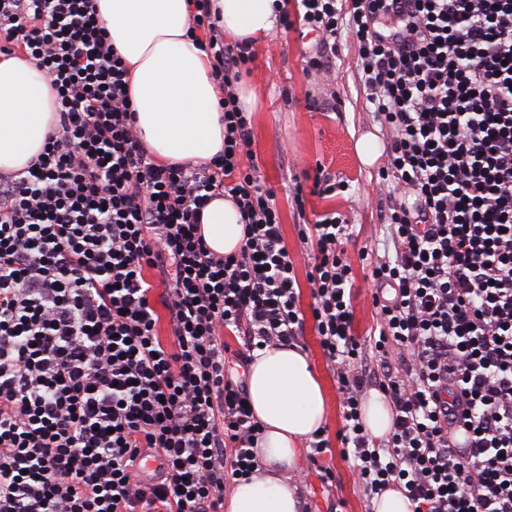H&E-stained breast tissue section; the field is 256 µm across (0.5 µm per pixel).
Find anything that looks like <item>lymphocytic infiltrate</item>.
I'll return each mask as SVG.
<instances>
[{
	"label": "lymphocytic infiltrate",
	"mask_w": 512,
	"mask_h": 512,
	"mask_svg": "<svg viewBox=\"0 0 512 512\" xmlns=\"http://www.w3.org/2000/svg\"><path fill=\"white\" fill-rule=\"evenodd\" d=\"M338 1L299 0L300 19L322 45L356 42L391 187L368 343L352 333L351 225L327 213L298 229L344 457L370 499L392 488L413 512H512V0ZM191 2L224 152L161 164L94 0H0V54L22 51L55 92L43 151L0 172V512H224L227 481L258 465L223 335L248 356L292 347L304 316L275 194L245 160L250 50L225 44L211 0ZM219 196L244 222L234 254L198 232ZM370 389L393 413L380 439L362 419ZM461 418L466 451L448 440ZM143 452L167 459L149 483Z\"/></svg>",
	"instance_id": "1"
}]
</instances>
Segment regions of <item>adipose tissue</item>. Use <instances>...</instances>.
<instances>
[{"label": "adipose tissue", "instance_id": "obj_1", "mask_svg": "<svg viewBox=\"0 0 512 512\" xmlns=\"http://www.w3.org/2000/svg\"><path fill=\"white\" fill-rule=\"evenodd\" d=\"M98 15L130 69L137 128L158 162L206 161L224 150L219 90L206 55L187 37L189 0H95ZM286 0H212L232 41L270 35ZM54 127V97L45 73L22 55L0 60V169L21 170L44 148ZM208 247L239 249L243 225L230 199H212L202 211ZM247 397L263 437L259 465L237 482L225 512H302L288 472L299 448L327 423L325 390L299 347L256 351L248 366Z\"/></svg>", "mask_w": 512, "mask_h": 512}]
</instances>
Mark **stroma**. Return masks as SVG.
Returning a JSON list of instances; mask_svg holds the SVG:
<instances>
[{"instance_id":"stroma-1","label":"stroma","mask_w":512,"mask_h":512,"mask_svg":"<svg viewBox=\"0 0 512 512\" xmlns=\"http://www.w3.org/2000/svg\"><path fill=\"white\" fill-rule=\"evenodd\" d=\"M315 48L314 34L301 37L276 27L253 46V58L243 66L237 87L254 94L250 151L259 175L275 192L284 241L297 264L299 304L305 316L300 347L309 354L328 401L324 432L328 450L315 459L302 452L290 477L303 499V512H374L343 457L341 394L312 318L314 298L298 224L301 218L312 221L326 212L342 214L353 224L355 235L345 246L355 279L353 331L358 338H366L376 316L370 267L361 255L379 238L384 202L377 184L378 168L360 163L355 144L365 133L376 134L381 141L386 133L366 107L356 43L342 39L335 51H324L320 70L307 63ZM319 176L346 182L348 189L330 195L314 193ZM299 195L305 201L301 209L295 203Z\"/></svg>"}]
</instances>
